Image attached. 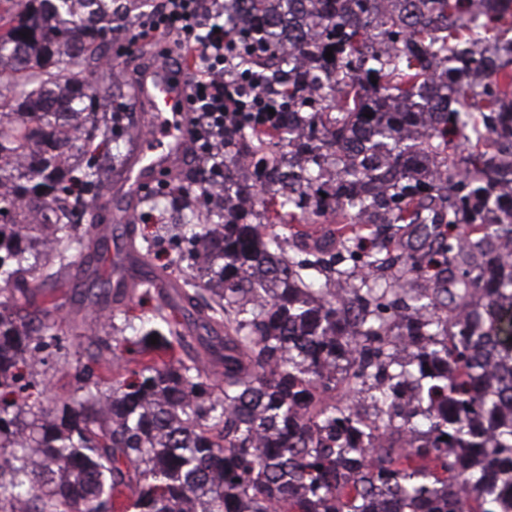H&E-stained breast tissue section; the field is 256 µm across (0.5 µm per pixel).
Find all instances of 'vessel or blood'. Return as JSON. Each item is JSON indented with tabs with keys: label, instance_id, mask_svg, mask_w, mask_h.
Listing matches in <instances>:
<instances>
[{
	"label": "vessel or blood",
	"instance_id": "b4317fda",
	"mask_svg": "<svg viewBox=\"0 0 512 512\" xmlns=\"http://www.w3.org/2000/svg\"><path fill=\"white\" fill-rule=\"evenodd\" d=\"M187 96L186 73L159 62L150 64L143 72L138 97L150 112L151 133L142 140L134 162L124 174L127 195L140 194L162 174L169 159L183 146Z\"/></svg>",
	"mask_w": 512,
	"mask_h": 512
}]
</instances>
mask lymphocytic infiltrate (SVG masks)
Returning a JSON list of instances; mask_svg holds the SVG:
<instances>
[{"instance_id":"1","label":"lymphocytic infiltrate","mask_w":512,"mask_h":512,"mask_svg":"<svg viewBox=\"0 0 512 512\" xmlns=\"http://www.w3.org/2000/svg\"><path fill=\"white\" fill-rule=\"evenodd\" d=\"M219 0H166L163 13L138 15L126 33L129 43H161L162 60H175L189 84L188 135L203 168V191L223 202L224 134L231 129L272 122L276 100L262 75L243 76L227 30H215L210 17Z\"/></svg>"}]
</instances>
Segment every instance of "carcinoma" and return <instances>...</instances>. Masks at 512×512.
I'll return each instance as SVG.
<instances>
[{
  "label": "carcinoma",
  "instance_id": "cac0c4a2",
  "mask_svg": "<svg viewBox=\"0 0 512 512\" xmlns=\"http://www.w3.org/2000/svg\"><path fill=\"white\" fill-rule=\"evenodd\" d=\"M310 2L232 0L250 21L241 68L263 65L281 112L224 141L252 161L237 193L288 183L276 198L289 223L331 211L339 249L297 238L291 254L244 212L174 231L169 249L145 242L149 277L126 268L106 288L155 299L151 316L111 315L87 337L75 389L52 396L48 372L70 352L47 299L77 263L112 265L99 225L75 218L125 135L116 87L93 76L127 3L0 0V512H373L380 497L399 512H512V347L492 327L512 305V264L495 251L512 240V200L496 195L512 183V39L474 49L512 13ZM284 43L316 66L266 65ZM299 126L293 173L283 149ZM453 139L471 146L463 169L448 165ZM365 212L407 239L354 233ZM171 250L178 276L153 263ZM407 377L425 406L394 391ZM371 389L382 415L358 406ZM409 424L414 439L397 438Z\"/></svg>",
  "mask_w": 512,
  "mask_h": 512
}]
</instances>
